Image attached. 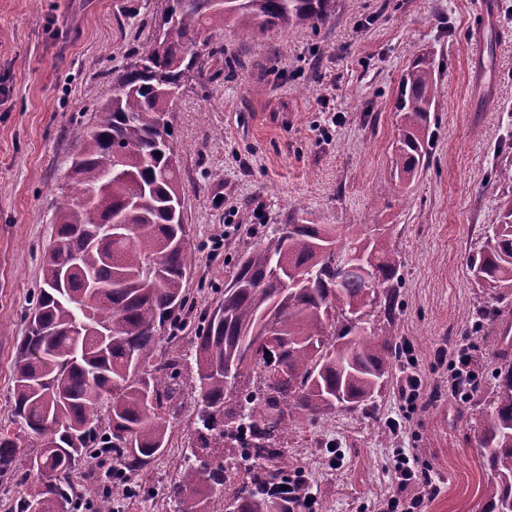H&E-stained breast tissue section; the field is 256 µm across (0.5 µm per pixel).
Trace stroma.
Segmentation results:
<instances>
[{
	"mask_svg": "<svg viewBox=\"0 0 512 512\" xmlns=\"http://www.w3.org/2000/svg\"><path fill=\"white\" fill-rule=\"evenodd\" d=\"M494 3L480 15L474 0H335L314 29L210 34V54L167 114L193 255L185 326L157 348L184 357L169 447L135 477V492L113 495V512H173L169 490L201 406L195 327L223 299L244 252L277 225L311 217L384 225L401 260L399 310L374 321L389 324L414 361L360 406L296 421L292 473L304 476L315 512H380L396 489L401 448L437 486L425 512H480L489 472L478 436L499 360L475 330L493 295L470 261L512 193L497 178L512 162V0ZM160 8L161 0H0V429L11 426L13 361L67 189L72 132L93 123L112 70L149 41ZM426 51L440 65L430 162L389 201L393 104ZM462 347L479 375L465 398L448 383ZM412 373L423 390L411 404L402 389ZM392 418L402 423L394 434Z\"/></svg>",
	"mask_w": 512,
	"mask_h": 512,
	"instance_id": "35a3bbf8",
	"label": "stroma"
}]
</instances>
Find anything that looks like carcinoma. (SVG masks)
Instances as JSON below:
<instances>
[{"instance_id": "cac0c4a2", "label": "carcinoma", "mask_w": 512, "mask_h": 512, "mask_svg": "<svg viewBox=\"0 0 512 512\" xmlns=\"http://www.w3.org/2000/svg\"><path fill=\"white\" fill-rule=\"evenodd\" d=\"M334 9L335 0H164L153 24L162 29L163 50L153 41L133 51V62L112 72V96L97 107L94 123L76 128L73 191L56 206V246L43 256V287L33 300L40 330L27 328L13 363L11 423L18 431L0 432V478L42 482L16 500L17 512H77L71 475L87 454L112 458L104 480L115 491L168 448L165 409L179 390L181 357L156 349L183 327L193 259L177 156L158 131L169 90L199 67L202 31L230 22L242 35L255 23L313 29ZM438 88L434 59L417 56L394 106L392 193L428 166ZM119 209L131 210L130 227L110 240L99 236ZM400 267L371 225L351 224L340 236L317 219L290 224L286 238L274 232L244 253L224 299L195 331L201 427L171 490L182 512H208L218 491L234 512H293L303 502V485L293 486L291 503L279 493L289 483L284 444L294 420H315L338 404L355 408L392 375L400 345L370 326V317L393 320ZM470 271L484 288L512 291V198L500 206ZM479 322L496 347L505 345L498 307L480 310ZM500 360L480 436L492 474L482 512H512V360ZM228 368L236 380L261 372L266 396L238 391L235 406H227ZM103 402L105 430L97 426ZM24 439L36 449L21 446ZM235 446L253 449L258 464L233 484L226 449ZM274 458L279 467L271 473L260 460Z\"/></svg>"}]
</instances>
